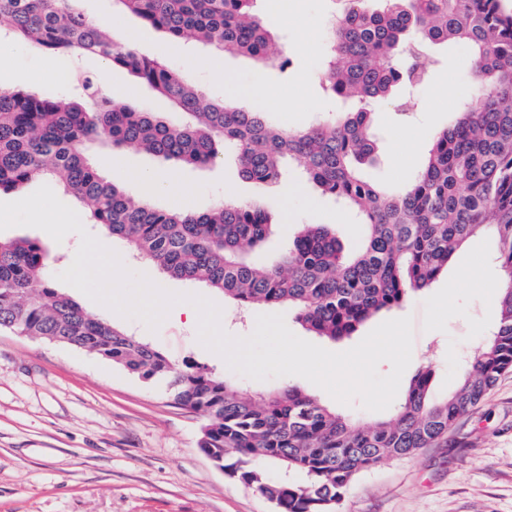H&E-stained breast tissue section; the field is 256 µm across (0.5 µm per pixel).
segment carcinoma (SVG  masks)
<instances>
[{
	"mask_svg": "<svg viewBox=\"0 0 512 512\" xmlns=\"http://www.w3.org/2000/svg\"><path fill=\"white\" fill-rule=\"evenodd\" d=\"M78 0H0V31L57 56H96L126 69L182 112H156L98 99L14 91L0 85V193L45 178L61 185L89 219L130 244L166 275L220 290L244 308L286 304L307 330L330 340L398 309L448 267L472 237L493 233L504 276L495 330L462 366L459 385L432 398L433 374L419 370L399 408L371 423L351 419L298 387L248 394L164 354L85 312L45 274L47 254L30 238L0 240V329L74 346L166 387L205 417L199 448L230 476L255 487L277 512H335L351 480L384 460L414 455L448 434L512 369V12L502 0H345L328 37L319 80L352 111L302 129L208 97L180 71L116 43ZM171 40H200L228 54L285 68V55L253 11L254 0H120ZM472 53L475 106H463L404 187L363 176L378 134L371 106L396 86L424 80L435 45ZM128 149L205 166L235 153L241 175L275 183L295 162L323 195L352 208L365 227L348 254L323 224H308L277 263L249 254L265 241L269 215L224 202L203 213L160 209L102 177L93 149ZM297 473L293 483L272 474Z\"/></svg>",
	"mask_w": 512,
	"mask_h": 512,
	"instance_id": "carcinoma-1",
	"label": "carcinoma"
}]
</instances>
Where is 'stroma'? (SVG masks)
I'll list each match as a JSON object with an SVG mask.
<instances>
[{
  "mask_svg": "<svg viewBox=\"0 0 512 512\" xmlns=\"http://www.w3.org/2000/svg\"><path fill=\"white\" fill-rule=\"evenodd\" d=\"M81 7L92 19L111 17L116 41L177 67L214 99L256 108V101L242 98L241 92L256 77H263L282 98L281 104L269 109L273 123L302 128L343 108L317 80L327 22L340 13L342 0H293L284 14L276 9L275 0H256L257 14L283 44L290 65L284 71L262 68L249 58L223 55L218 57L226 74L222 80L214 78L207 64L214 57L211 47L192 40L171 41L145 27L120 0H82ZM191 55L203 58V65L190 67ZM435 56L429 79L411 93L409 111H401L394 100L375 108L380 141L377 161L368 173L387 187L407 183L458 106L478 100L470 53L453 46L437 49ZM44 57V51L19 45L10 34L0 35V63L11 70L12 87L24 91L72 95L84 78H98L103 65L101 59L85 56L74 62L69 79L51 82L40 74ZM100 89L118 103L176 113L169 100L119 67L113 68L111 82ZM92 162L104 177L124 185L135 197L143 190L125 179L123 171L130 165L190 188L185 198L152 196V203L163 209L204 212L220 203L229 189L236 200L259 205L272 217L267 242L252 255L262 264L274 263L305 224L331 225L348 248L362 238L353 214L322 196L293 167L279 183L267 184L244 179L230 154L223 162L201 168L119 150L97 151ZM17 237L43 245L53 275L69 268L81 244L74 232L58 242L33 227L0 231L2 239ZM112 248L128 269L147 275L157 285L219 303L228 333L245 337L253 332L261 308L245 310L220 292L167 277L149 261L136 258L123 240H113ZM496 255L492 235L469 240L430 288L413 294L399 309L376 315L358 335L336 343L312 336L292 311H285V322L301 339L343 352L381 323L411 317L412 358L400 386L408 388L412 376L428 367L433 371L432 393L441 398L457 385L463 360L499 320L496 296L502 272ZM61 289L87 313L111 320L176 363L193 362L251 390L292 384L358 420L378 418L359 402L338 403L299 376L256 381L228 370L221 357L198 343L196 326L186 321L169 317L152 332L141 321L121 317L69 284ZM203 423L200 414L176 405L163 386L146 383L109 361L67 345L0 330V512H276L259 492L227 476L201 451ZM336 512H512V370L501 375L447 438L414 457L388 460L358 474Z\"/></svg>",
  "mask_w": 512,
  "mask_h": 512,
  "instance_id": "1",
  "label": "stroma"
}]
</instances>
